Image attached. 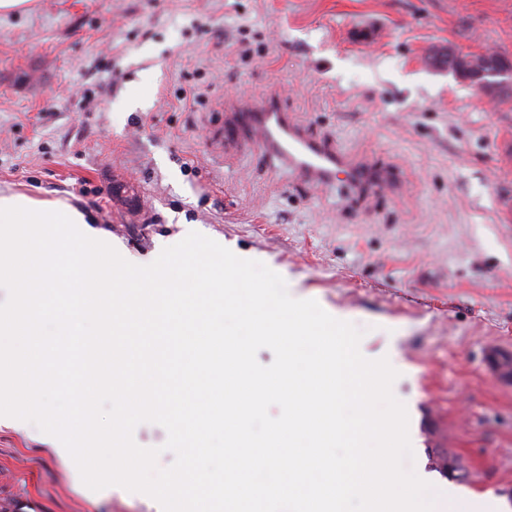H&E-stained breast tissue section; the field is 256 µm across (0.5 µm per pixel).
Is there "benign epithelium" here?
I'll return each mask as SVG.
<instances>
[{
  "instance_id": "benign-epithelium-1",
  "label": "benign epithelium",
  "mask_w": 512,
  "mask_h": 512,
  "mask_svg": "<svg viewBox=\"0 0 512 512\" xmlns=\"http://www.w3.org/2000/svg\"><path fill=\"white\" fill-rule=\"evenodd\" d=\"M456 65L449 68L459 80L468 81L489 103H495L499 95L512 90V60L488 49L481 55L466 51L452 54Z\"/></svg>"
}]
</instances>
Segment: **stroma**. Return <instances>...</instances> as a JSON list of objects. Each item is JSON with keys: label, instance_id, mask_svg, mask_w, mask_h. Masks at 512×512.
<instances>
[{"label": "stroma", "instance_id": "35a3bbf8", "mask_svg": "<svg viewBox=\"0 0 512 512\" xmlns=\"http://www.w3.org/2000/svg\"><path fill=\"white\" fill-rule=\"evenodd\" d=\"M512 56V0H30L0 14V189L94 217L123 257L152 263L196 231L363 328L388 358L417 475L437 492L512 497V97L498 107L431 54ZM278 93L314 136L400 170L396 195L349 204L262 154L219 153L222 105ZM139 180L137 214L112 177ZM470 473L448 478L437 451ZM35 425L0 424V512H162L151 497L75 483Z\"/></svg>", "mask_w": 512, "mask_h": 512}]
</instances>
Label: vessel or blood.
Returning a JSON list of instances; mask_svg holds the SVG:
<instances>
[{"label": "vessel or blood", "mask_w": 512, "mask_h": 512, "mask_svg": "<svg viewBox=\"0 0 512 512\" xmlns=\"http://www.w3.org/2000/svg\"><path fill=\"white\" fill-rule=\"evenodd\" d=\"M224 151H261L292 175L316 187L344 186L352 200L400 191L401 183L389 167L355 158L336 145L313 136L293 122L280 98L262 103H233L224 125L213 134Z\"/></svg>", "instance_id": "b4317fda"}]
</instances>
